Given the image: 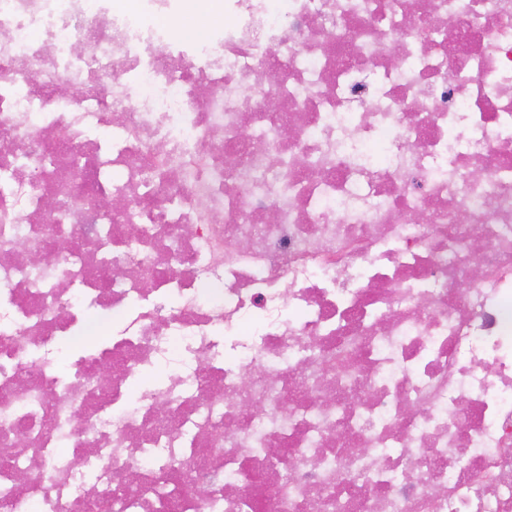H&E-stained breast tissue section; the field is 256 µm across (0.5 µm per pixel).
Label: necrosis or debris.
I'll list each match as a JSON object with an SVG mask.
<instances>
[{
    "mask_svg": "<svg viewBox=\"0 0 512 512\" xmlns=\"http://www.w3.org/2000/svg\"><path fill=\"white\" fill-rule=\"evenodd\" d=\"M183 10L0 0V512H512V0Z\"/></svg>",
    "mask_w": 512,
    "mask_h": 512,
    "instance_id": "4bbe7bcc",
    "label": "necrosis or debris"
}]
</instances>
